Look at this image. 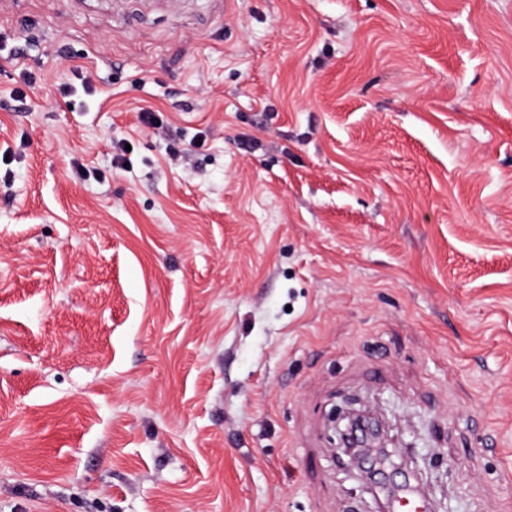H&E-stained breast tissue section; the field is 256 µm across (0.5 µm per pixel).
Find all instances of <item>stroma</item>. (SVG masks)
<instances>
[{"instance_id": "obj_1", "label": "stroma", "mask_w": 512, "mask_h": 512, "mask_svg": "<svg viewBox=\"0 0 512 512\" xmlns=\"http://www.w3.org/2000/svg\"><path fill=\"white\" fill-rule=\"evenodd\" d=\"M7 149L0 512H512V0H0ZM347 424L339 429L338 439L345 448H371L380 444L383 429L379 419L370 411L348 412Z\"/></svg>"}]
</instances>
